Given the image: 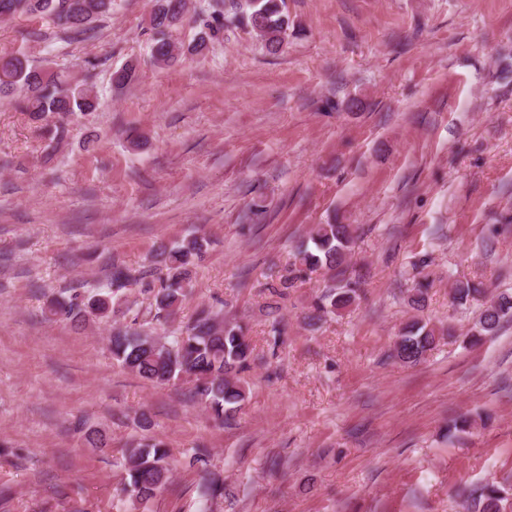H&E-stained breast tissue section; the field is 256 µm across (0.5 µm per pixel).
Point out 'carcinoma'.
Returning <instances> with one entry per match:
<instances>
[{"instance_id": "carcinoma-1", "label": "carcinoma", "mask_w": 512, "mask_h": 512, "mask_svg": "<svg viewBox=\"0 0 512 512\" xmlns=\"http://www.w3.org/2000/svg\"><path fill=\"white\" fill-rule=\"evenodd\" d=\"M112 11V0H0V18L26 16L51 18L61 31L74 39L93 36L92 24ZM187 0H153L149 25L154 32L151 58L159 67H170L185 54L202 55L209 45L224 36V27L241 24L251 28L265 49L279 51L288 36L289 20L283 0H233L231 12L217 8L205 17L194 19L198 33L187 46L171 39L170 30L186 20ZM137 78L132 64L115 69L111 87L119 92ZM0 94L16 96L17 108L34 121L53 123L47 128L51 140H61L65 120L86 116L99 105L95 86L65 71L38 69L22 53L0 58ZM310 244L297 253L298 265L309 271L320 269L334 273L336 283L312 303L314 316L333 313L351 305L357 289L346 277L345 264L351 251V225L318 224L311 231ZM207 249L203 236L190 235L160 247L157 253L165 274L159 277L153 301L147 309L151 320L174 318L189 295L190 266ZM131 275L121 267H112L111 287L100 290L86 303L54 299L48 311L54 316L78 321L88 315L109 319L122 302L121 291ZM291 280L281 276L266 287L272 304H277L290 287ZM512 320V297L502 296L481 313L473 338L490 335L504 321ZM437 342L436 330L414 321L407 324L394 341L392 356L406 365L425 358ZM112 359L124 369L157 385L176 382L192 384L194 397L219 419H230L241 409L246 390L241 374L250 369L253 347L246 326L226 321L206 308L179 332L159 337L140 325L115 327L110 336ZM169 448L160 439L150 438L127 449L123 475L124 491L140 502L153 498L167 483L170 474ZM509 495L506 488L488 482L474 498L475 512H506Z\"/></svg>"}]
</instances>
